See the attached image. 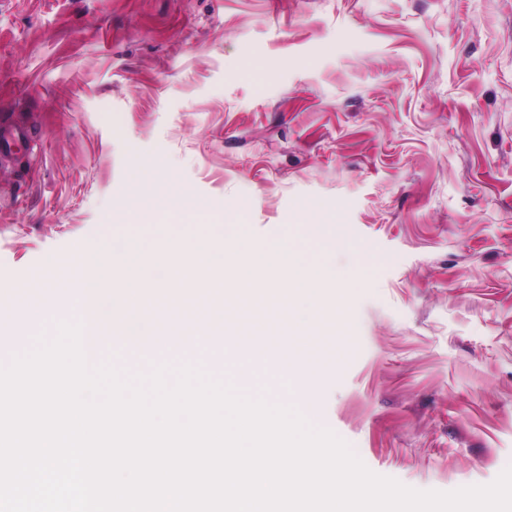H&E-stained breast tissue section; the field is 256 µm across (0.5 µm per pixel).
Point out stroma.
Listing matches in <instances>:
<instances>
[{"instance_id":"1","label":"stroma","mask_w":512,"mask_h":512,"mask_svg":"<svg viewBox=\"0 0 512 512\" xmlns=\"http://www.w3.org/2000/svg\"><path fill=\"white\" fill-rule=\"evenodd\" d=\"M18 126L0 290L127 239L323 255L360 277L344 358L290 354L319 417L414 489L512 466V0H0Z\"/></svg>"}]
</instances>
